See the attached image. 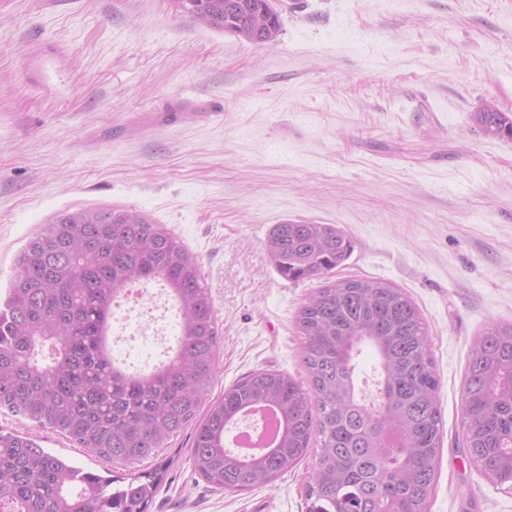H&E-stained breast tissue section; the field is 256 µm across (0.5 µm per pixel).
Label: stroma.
I'll return each mask as SVG.
<instances>
[{"mask_svg":"<svg viewBox=\"0 0 512 512\" xmlns=\"http://www.w3.org/2000/svg\"><path fill=\"white\" fill-rule=\"evenodd\" d=\"M275 41L199 26L169 0H0V289L62 211L132 210L201 265L218 326L211 391L258 369L306 381L295 317L317 288L377 278L427 328L444 426L426 512H512V490L463 451L470 349L512 323V0H274ZM46 45L40 76L27 60ZM333 224L352 243L321 276L281 277L276 224ZM0 429L94 471L127 467L0 414ZM192 428L140 463L167 470L147 512H308L312 458L273 482L215 490ZM475 119L487 134L512 140V115L508 112H501L495 106L486 104L476 112Z\"/></svg>","mask_w":512,"mask_h":512,"instance_id":"35a3bbf8","label":"stroma"}]
</instances>
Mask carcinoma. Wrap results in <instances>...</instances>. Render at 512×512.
Returning <instances> with one entry per match:
<instances>
[{
	"label": "carcinoma",
	"instance_id": "cac0c4a2",
	"mask_svg": "<svg viewBox=\"0 0 512 512\" xmlns=\"http://www.w3.org/2000/svg\"><path fill=\"white\" fill-rule=\"evenodd\" d=\"M171 2L199 24L253 44L281 31L272 0ZM475 119L487 134L512 140L511 114L487 104ZM266 249L278 274L298 281L336 269L352 245L334 224L287 222L273 226ZM152 282L176 301L180 332L164 361L130 371L112 352L113 306L126 288ZM296 328L308 385L259 369L206 403L220 336L196 259L140 213L65 211L28 240L0 302V411L126 466L156 456L193 423V468L224 492L275 480L316 442L309 512H424L442 419L413 301L380 279H341L307 300ZM365 348L379 375L370 402L358 395L356 378ZM256 407L274 410L276 438L243 456L225 440ZM462 416L469 458L496 483L512 484V323L493 324L474 342ZM163 471L117 480L0 429V512H146Z\"/></svg>",
	"mask_w": 512,
	"mask_h": 512
}]
</instances>
